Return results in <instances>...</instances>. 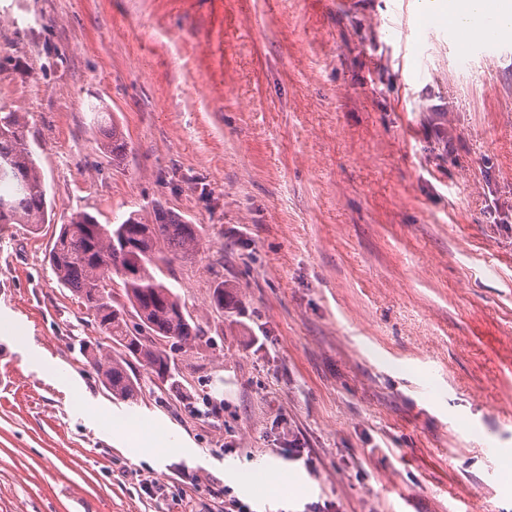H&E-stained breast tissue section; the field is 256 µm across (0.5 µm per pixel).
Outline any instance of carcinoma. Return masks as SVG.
<instances>
[{
    "mask_svg": "<svg viewBox=\"0 0 512 512\" xmlns=\"http://www.w3.org/2000/svg\"><path fill=\"white\" fill-rule=\"evenodd\" d=\"M112 159L122 158L128 142L114 118L96 114ZM25 117L0 111V224H27L33 231L48 220V202L34 151L26 134ZM203 249L197 225L161 205L147 213L133 211L115 224H101L87 212H77L60 225L48 260L58 283L70 289L91 313L96 329L112 342V351L83 346L90 366L112 396L138 401V380L128 372L129 358L144 362L158 378L172 372L174 361L161 342L190 346L201 328L180 296L163 281L159 263L191 259ZM119 282L125 302L114 299L112 285ZM239 300L232 287L219 283L211 306L232 315Z\"/></svg>",
    "mask_w": 512,
    "mask_h": 512,
    "instance_id": "carcinoma-1",
    "label": "carcinoma"
}]
</instances>
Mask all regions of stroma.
<instances>
[{
	"label": "stroma",
	"instance_id": "obj_1",
	"mask_svg": "<svg viewBox=\"0 0 512 512\" xmlns=\"http://www.w3.org/2000/svg\"><path fill=\"white\" fill-rule=\"evenodd\" d=\"M427 10L0 0V109L51 205L0 224V512H512V40L453 54ZM158 203L201 230L163 279L203 333L167 347L177 388L131 361L129 404L48 252L73 213ZM129 419L165 454L137 458ZM272 460L288 500L235 479ZM96 120L106 138L111 140L113 160H120L127 150L128 142L110 113L97 112ZM239 300L232 287L219 283L214 288L211 299V306L224 315L232 316L237 312Z\"/></svg>",
	"mask_w": 512,
	"mask_h": 512
}]
</instances>
